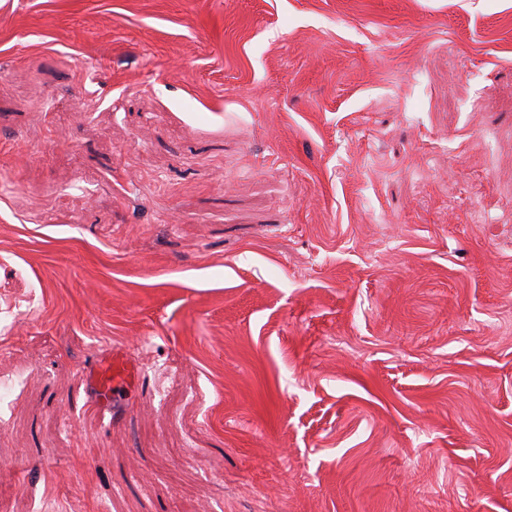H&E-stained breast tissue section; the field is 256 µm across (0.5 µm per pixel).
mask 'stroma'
Segmentation results:
<instances>
[{"label": "stroma", "mask_w": 512, "mask_h": 512, "mask_svg": "<svg viewBox=\"0 0 512 512\" xmlns=\"http://www.w3.org/2000/svg\"><path fill=\"white\" fill-rule=\"evenodd\" d=\"M0 378V512H512V0H0ZM132 365L123 357H113L106 364H100L87 376V383L93 392V400L103 410L111 412L112 397L117 388L128 386L136 379Z\"/></svg>", "instance_id": "1"}]
</instances>
